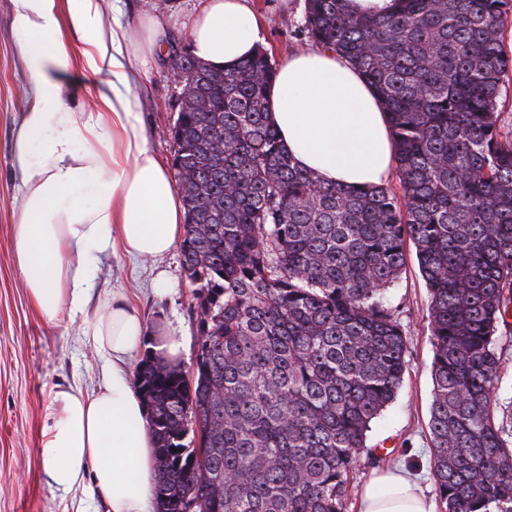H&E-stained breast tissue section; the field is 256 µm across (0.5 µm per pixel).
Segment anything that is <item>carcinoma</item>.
Returning <instances> with one entry per match:
<instances>
[{"mask_svg": "<svg viewBox=\"0 0 512 512\" xmlns=\"http://www.w3.org/2000/svg\"><path fill=\"white\" fill-rule=\"evenodd\" d=\"M386 17L306 0L313 42L383 101L401 193L326 185L268 113L262 47L230 73L182 51L171 129L185 208L191 370L146 350L135 384L156 439L158 512H349L407 336L388 290L410 250L429 293L431 475L445 512H512V135L498 127L512 0H399Z\"/></svg>", "mask_w": 512, "mask_h": 512, "instance_id": "cac0c4a2", "label": "carcinoma"}]
</instances>
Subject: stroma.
Returning <instances> with one entry per match:
<instances>
[{
    "instance_id": "stroma-1",
    "label": "stroma",
    "mask_w": 512,
    "mask_h": 512,
    "mask_svg": "<svg viewBox=\"0 0 512 512\" xmlns=\"http://www.w3.org/2000/svg\"><path fill=\"white\" fill-rule=\"evenodd\" d=\"M202 0H104V17H117L138 29L147 15L165 17L170 34L184 38L185 25ZM263 45L277 61L296 49L312 46L303 28L305 0H252ZM167 57L152 62L135 86L150 148L164 161L172 159L171 128L177 118V84L168 74ZM14 34L11 0H0V512H106L99 497L78 489L63 495L42 478L38 456L45 407L57 388L80 386L91 392L112 376V364L85 346L78 324L68 317L50 322L32 305L15 263L20 181L12 161L13 140L26 102L20 93L28 83ZM121 295L138 309L147 327L170 321L186 334L180 361L190 368L197 351L198 321L191 310L193 289L184 276L179 251L142 262L115 252L102 256L91 281L89 313L105 310ZM390 301L408 337L407 370L395 403L376 419L370 444H385L380 465L361 463L349 486L351 507H358L362 487L378 466L401 464L413 471L426 492H433L429 459L433 448L428 421L431 363L428 292L415 256L390 291Z\"/></svg>"
}]
</instances>
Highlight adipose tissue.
<instances>
[{
	"instance_id": "1",
	"label": "adipose tissue",
	"mask_w": 512,
	"mask_h": 512,
	"mask_svg": "<svg viewBox=\"0 0 512 512\" xmlns=\"http://www.w3.org/2000/svg\"><path fill=\"white\" fill-rule=\"evenodd\" d=\"M14 27L31 78V101L13 143L22 191L15 259L42 316L80 317L85 343L111 358V380L97 391L71 386L54 393L39 454L42 477L67 494L86 486L108 512H152L156 501L155 439L149 411L120 365L152 336L163 363L180 359L184 338L171 323L148 329L116 297L106 311L85 313L90 275L101 254L118 248L139 259L169 254L183 236L184 208L165 162L149 147L132 88L148 58L166 44V24L144 17V37L122 24L104 29L99 0H12ZM80 36L65 41L61 27ZM190 48L212 67L232 71L263 38L250 0H204L188 28ZM107 73L98 109L67 102L65 76L74 63ZM269 120L303 169L325 184L383 185L394 160L383 105L351 63L323 48L293 53L270 90ZM359 512H435L408 471L376 474Z\"/></svg>"
}]
</instances>
